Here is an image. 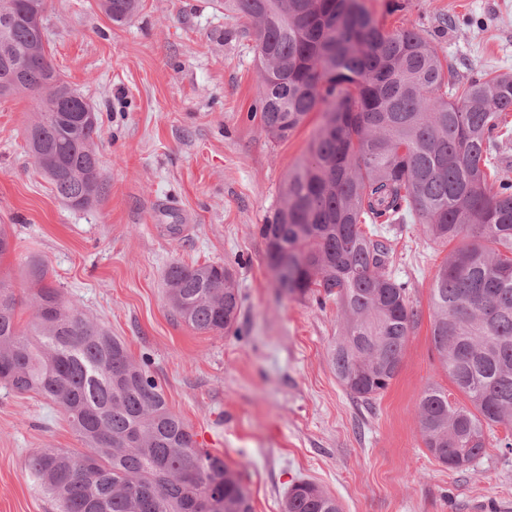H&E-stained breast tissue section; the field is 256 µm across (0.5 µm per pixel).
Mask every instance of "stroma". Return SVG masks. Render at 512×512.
Listing matches in <instances>:
<instances>
[{"mask_svg": "<svg viewBox=\"0 0 512 512\" xmlns=\"http://www.w3.org/2000/svg\"><path fill=\"white\" fill-rule=\"evenodd\" d=\"M366 0L385 30L413 27L448 50L461 78L512 75V0ZM45 49L63 79L98 112L95 141L107 181L92 207L69 208L37 171L23 131L28 96L0 98V224L17 247L0 257L27 329L31 262L74 306L100 320L146 362L169 407L201 448L243 472L253 512H282L309 480L342 512H512V431L494 426L484 454L449 469L424 445L417 407L432 383L461 394L441 367L430 323V288L446 247L419 224L387 230L390 270L407 282L419 322L388 389L366 403L328 362L334 302L279 292L258 232L277 209L289 171L322 122L285 140L255 115L256 42L219 0H142L129 24H113L98 0H51ZM228 264L242 296L231 329L202 333L166 303L173 262ZM41 448L85 451L67 416L33 394L0 386V512H57L27 460Z\"/></svg>", "mask_w": 512, "mask_h": 512, "instance_id": "obj_1", "label": "stroma"}]
</instances>
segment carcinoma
Segmentation results:
<instances>
[{"label":"carcinoma","mask_w":512,"mask_h":512,"mask_svg":"<svg viewBox=\"0 0 512 512\" xmlns=\"http://www.w3.org/2000/svg\"><path fill=\"white\" fill-rule=\"evenodd\" d=\"M31 0H0L14 19L6 46L29 53L21 84L36 102L25 141L55 193L74 210L105 190L94 140L99 115L66 120L46 95L58 76L42 37L20 22ZM116 25L139 0H100ZM253 32L260 127L284 140L310 113L323 122L308 156L288 173L273 220L259 227L266 260L288 258L280 287L341 320L329 348L336 379L370 402L398 373L418 322L407 283L389 271L387 239L367 224H421L428 240L455 244L431 288V328L442 368L468 404L431 384L418 418L428 451L461 469L486 448L484 428L512 427V178L498 151L512 136V75L462 80L446 50L420 31L384 30L365 0H224ZM33 269L30 329L0 279V384L63 410L89 452L40 448L28 469L59 512H253L243 474L197 446L146 364L125 341L68 302ZM166 300L188 326L221 332L242 300L230 267L172 263ZM284 512H341L313 482L286 495Z\"/></svg>","instance_id":"cac0c4a2"}]
</instances>
